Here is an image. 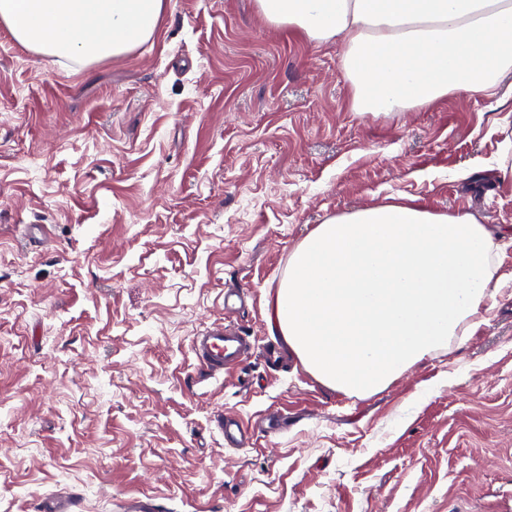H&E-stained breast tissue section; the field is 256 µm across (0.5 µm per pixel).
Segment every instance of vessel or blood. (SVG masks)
Returning <instances> with one entry per match:
<instances>
[{
  "mask_svg": "<svg viewBox=\"0 0 512 512\" xmlns=\"http://www.w3.org/2000/svg\"><path fill=\"white\" fill-rule=\"evenodd\" d=\"M240 297L239 290L225 289L223 323L201 331L191 341V350L199 367L209 375L242 369L256 350L254 342L240 328L235 318L236 301ZM213 423L223 437L225 447L247 448L252 445L256 426L224 412L217 415Z\"/></svg>",
  "mask_w": 512,
  "mask_h": 512,
  "instance_id": "b4317fda",
  "label": "vessel or blood"
}]
</instances>
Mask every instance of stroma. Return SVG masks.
I'll list each match as a JSON object with an SVG mask.
<instances>
[{
  "mask_svg": "<svg viewBox=\"0 0 512 512\" xmlns=\"http://www.w3.org/2000/svg\"><path fill=\"white\" fill-rule=\"evenodd\" d=\"M512 95L361 114L336 44L255 0H166L153 38L48 65L0 26V512H512ZM406 196L507 237L487 322L361 398L271 332L327 218ZM42 224L40 241L23 228ZM244 289L257 350L211 378L191 339ZM280 415L225 447L210 420Z\"/></svg>",
  "mask_w": 512,
  "mask_h": 512,
  "instance_id": "stroma-1",
  "label": "stroma"
}]
</instances>
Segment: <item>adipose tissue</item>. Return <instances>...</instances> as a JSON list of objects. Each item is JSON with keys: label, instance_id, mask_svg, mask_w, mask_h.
I'll list each match as a JSON object with an SVG mask.
<instances>
[{"label": "adipose tissue", "instance_id": "adipose-tissue-1", "mask_svg": "<svg viewBox=\"0 0 512 512\" xmlns=\"http://www.w3.org/2000/svg\"><path fill=\"white\" fill-rule=\"evenodd\" d=\"M272 26L341 46L358 112H408L486 94L512 70V0H256ZM165 0H0V25L49 62L126 55ZM499 231L414 202L328 218L292 251L267 321L322 384L360 397L388 386L488 314Z\"/></svg>", "mask_w": 512, "mask_h": 512}]
</instances>
